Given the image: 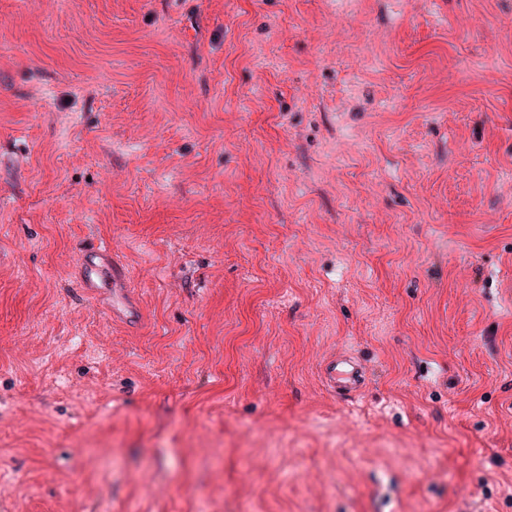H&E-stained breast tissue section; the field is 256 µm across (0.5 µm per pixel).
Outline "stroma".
<instances>
[{
  "mask_svg": "<svg viewBox=\"0 0 512 512\" xmlns=\"http://www.w3.org/2000/svg\"><path fill=\"white\" fill-rule=\"evenodd\" d=\"M0 512H512V0H0ZM112 284L114 287V290L112 292L113 316L123 317L125 319L133 318L134 313L136 311V303L134 301L133 296L131 295L132 290L127 287L125 281L115 280ZM327 385L340 397H351L364 383L362 367L351 357L330 359L324 365Z\"/></svg>",
  "mask_w": 512,
  "mask_h": 512,
  "instance_id": "35a3bbf8",
  "label": "stroma"
}]
</instances>
